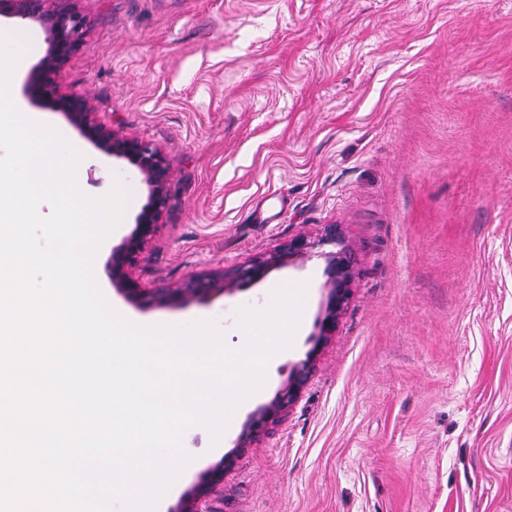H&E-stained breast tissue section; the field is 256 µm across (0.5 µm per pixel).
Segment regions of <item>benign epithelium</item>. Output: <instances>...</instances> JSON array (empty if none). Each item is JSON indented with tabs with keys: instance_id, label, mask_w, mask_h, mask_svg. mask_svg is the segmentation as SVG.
<instances>
[{
	"instance_id": "obj_1",
	"label": "benign epithelium",
	"mask_w": 512,
	"mask_h": 512,
	"mask_svg": "<svg viewBox=\"0 0 512 512\" xmlns=\"http://www.w3.org/2000/svg\"><path fill=\"white\" fill-rule=\"evenodd\" d=\"M61 0H0V13L6 11L21 19L40 23L49 33V47L40 64L34 92L44 106L67 115L76 126L102 152L123 157L134 165L142 176L149 193V204L141 213L132 234L112 250L110 276L115 288L129 300L142 306H166L205 301L214 295L240 283L262 279L268 271L293 258L307 255L318 245L343 243L340 225L326 224L318 239L299 236L280 245L264 257H256L239 265L234 270L212 271L192 277L180 288H160L149 291L141 287L133 277L132 269L138 263L145 244L158 229L159 220L169 197V168L160 147L134 137L121 136L97 121L88 100L75 92H60L56 81L68 59L82 45L84 22L75 6H62ZM327 299L320 322V339H325L336 328V319L348 299L354 279V254L344 246L339 251L326 255ZM313 350L308 359L291 374L287 384L266 405L259 407L248 419L239 437L238 447H246L254 438L265 433L277 422L298 397L306 384L310 367L317 356ZM236 455L231 453L210 469L187 499L183 512H199L193 500L209 489L224 482V473L231 468Z\"/></svg>"
}]
</instances>
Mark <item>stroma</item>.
Listing matches in <instances>:
<instances>
[{
	"instance_id": "1",
	"label": "stroma",
	"mask_w": 512,
	"mask_h": 512,
	"mask_svg": "<svg viewBox=\"0 0 512 512\" xmlns=\"http://www.w3.org/2000/svg\"><path fill=\"white\" fill-rule=\"evenodd\" d=\"M86 35L59 76L120 134L159 145L167 207L139 257L146 288L232 269L324 224L356 257L336 331L317 344L326 253L206 302L140 308L112 285V249L148 190L25 83L48 49L37 22L0 16L28 50L11 93L84 158L81 190L131 199L95 276L139 325L214 319L275 285L309 284L294 346L194 455L160 512H181L312 346L295 402L243 449L206 512H512V0H75Z\"/></svg>"
}]
</instances>
